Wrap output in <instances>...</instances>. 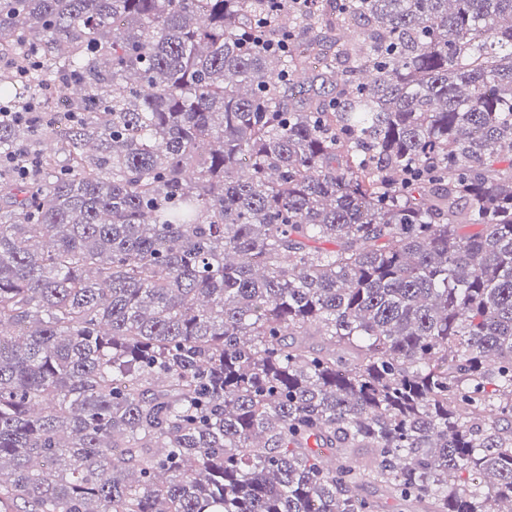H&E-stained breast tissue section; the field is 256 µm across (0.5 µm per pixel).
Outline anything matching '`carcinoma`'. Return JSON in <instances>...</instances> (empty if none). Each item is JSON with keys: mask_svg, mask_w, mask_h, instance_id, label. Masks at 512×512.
Listing matches in <instances>:
<instances>
[{"mask_svg": "<svg viewBox=\"0 0 512 512\" xmlns=\"http://www.w3.org/2000/svg\"><path fill=\"white\" fill-rule=\"evenodd\" d=\"M271 5L0 0V512H512V0Z\"/></svg>", "mask_w": 512, "mask_h": 512, "instance_id": "obj_1", "label": "carcinoma"}]
</instances>
